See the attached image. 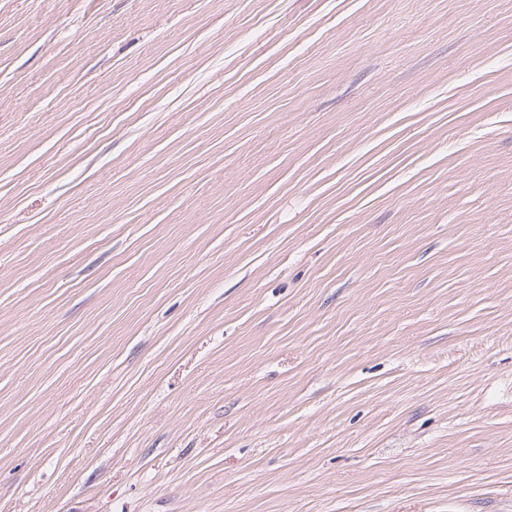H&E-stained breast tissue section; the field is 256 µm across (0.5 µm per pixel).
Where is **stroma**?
Here are the masks:
<instances>
[{"label":"stroma","mask_w":512,"mask_h":512,"mask_svg":"<svg viewBox=\"0 0 512 512\" xmlns=\"http://www.w3.org/2000/svg\"><path fill=\"white\" fill-rule=\"evenodd\" d=\"M0 512H512V0H0Z\"/></svg>","instance_id":"1"}]
</instances>
